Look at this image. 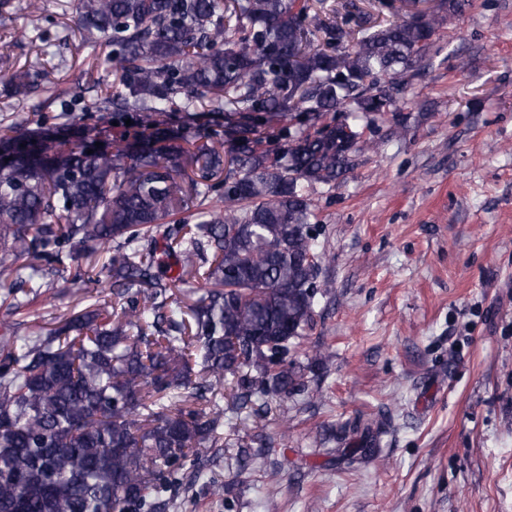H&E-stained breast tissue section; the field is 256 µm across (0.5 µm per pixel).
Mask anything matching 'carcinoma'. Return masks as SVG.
<instances>
[{"instance_id": "obj_1", "label": "carcinoma", "mask_w": 512, "mask_h": 512, "mask_svg": "<svg viewBox=\"0 0 512 512\" xmlns=\"http://www.w3.org/2000/svg\"><path fill=\"white\" fill-rule=\"evenodd\" d=\"M467 0H440L419 24L361 27L345 5L332 21L310 0H79L83 42L110 45L122 90L89 114L224 113V129L163 150L144 136L112 152L30 150L0 140V288L46 287L44 260L66 266L105 252L118 298L110 312L82 310L36 336L0 339V512H166L161 496L219 440L217 397L232 377L230 409L257 395L305 390L288 351L313 326L331 284L312 262L318 247L304 185L334 187L374 142L349 118L376 126L445 15ZM359 27L348 46L351 26ZM49 70L14 73V96ZM344 116L321 122L327 114ZM288 115L312 128L282 131L271 151L255 134ZM215 196L219 210L203 206ZM197 202L196 223L177 215ZM174 256L177 273L155 272ZM388 419L368 421L358 448L336 436L341 457L376 454Z\"/></svg>"}]
</instances>
